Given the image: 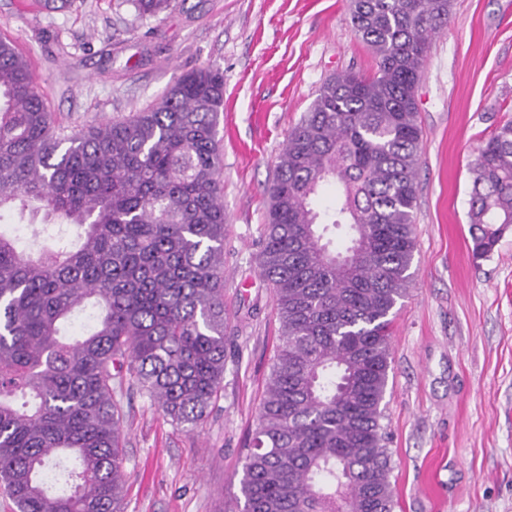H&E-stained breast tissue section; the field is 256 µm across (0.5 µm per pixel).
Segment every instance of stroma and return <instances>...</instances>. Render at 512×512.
Here are the masks:
<instances>
[{
    "label": "stroma",
    "mask_w": 512,
    "mask_h": 512,
    "mask_svg": "<svg viewBox=\"0 0 512 512\" xmlns=\"http://www.w3.org/2000/svg\"><path fill=\"white\" fill-rule=\"evenodd\" d=\"M0 37L70 132L146 108L184 72L224 73V389L191 431L126 398L124 471L125 512H229L278 344L257 264L277 158L327 78L374 70L349 0H183L160 19L117 0H0ZM416 99L414 277L384 420L395 512H512V231L479 258L469 219L477 149L512 121V0H452Z\"/></svg>",
    "instance_id": "obj_1"
}]
</instances>
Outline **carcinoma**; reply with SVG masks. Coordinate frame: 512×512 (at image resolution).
<instances>
[{
	"label": "carcinoma",
	"instance_id": "1",
	"mask_svg": "<svg viewBox=\"0 0 512 512\" xmlns=\"http://www.w3.org/2000/svg\"><path fill=\"white\" fill-rule=\"evenodd\" d=\"M157 17L180 0H126ZM451 0H350L371 75L326 79L269 187L261 275L279 343L237 512H394L385 397L394 308L412 278L415 89ZM224 73L65 132L0 38V488L19 512H124L125 394L196 427L224 389ZM473 252L512 229V123L471 167ZM336 206L318 208L323 185ZM92 305L95 325L62 337Z\"/></svg>",
	"mask_w": 512,
	"mask_h": 512
}]
</instances>
